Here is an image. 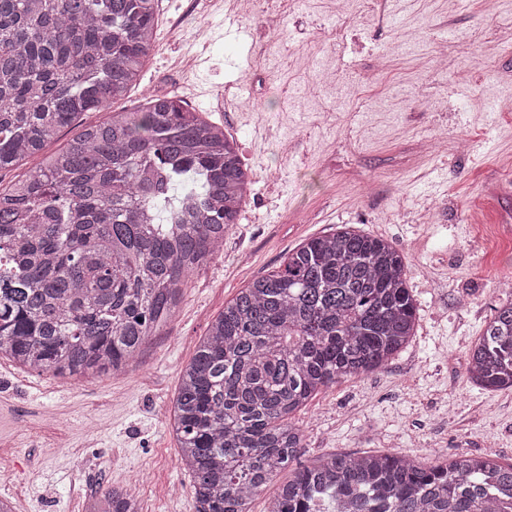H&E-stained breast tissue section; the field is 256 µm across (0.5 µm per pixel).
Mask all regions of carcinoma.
<instances>
[{
	"label": "carcinoma",
	"mask_w": 512,
	"mask_h": 512,
	"mask_svg": "<svg viewBox=\"0 0 512 512\" xmlns=\"http://www.w3.org/2000/svg\"><path fill=\"white\" fill-rule=\"evenodd\" d=\"M158 0H0V171L135 86ZM190 183L197 192L175 197ZM251 181L234 138L176 94L85 126L26 177L0 184V358L54 377L122 372L217 259ZM403 254L348 227L311 238L212 320L181 369L172 431L196 512H253L298 460L292 417L371 373L416 334ZM469 379L512 388V298L469 349ZM104 510L139 512L120 488ZM265 512H512V465L456 455L330 454ZM296 463L290 464L288 468L281 471L273 481L268 485L264 493L256 499L253 508L256 512L264 511L267 505V500L274 496L280 487L288 482L292 477L293 471L296 469Z\"/></svg>",
	"instance_id": "carcinoma-1"
}]
</instances>
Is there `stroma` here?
I'll return each instance as SVG.
<instances>
[{
    "label": "stroma",
    "mask_w": 512,
    "mask_h": 512,
    "mask_svg": "<svg viewBox=\"0 0 512 512\" xmlns=\"http://www.w3.org/2000/svg\"><path fill=\"white\" fill-rule=\"evenodd\" d=\"M158 21L144 84L223 124L251 195L221 257L190 276L176 317L122 373L61 379L0 359V497L14 512H86L119 484L142 512H195L168 426L181 368L241 289L341 224L406 256L419 326L386 366L296 414L302 463L512 462V389L467 373L512 280V43L496 41L512 31V0H353L341 18L334 0H261L231 21L218 0H161ZM463 69L470 82H457ZM427 138L436 148L419 152Z\"/></svg>",
    "instance_id": "1"
}]
</instances>
